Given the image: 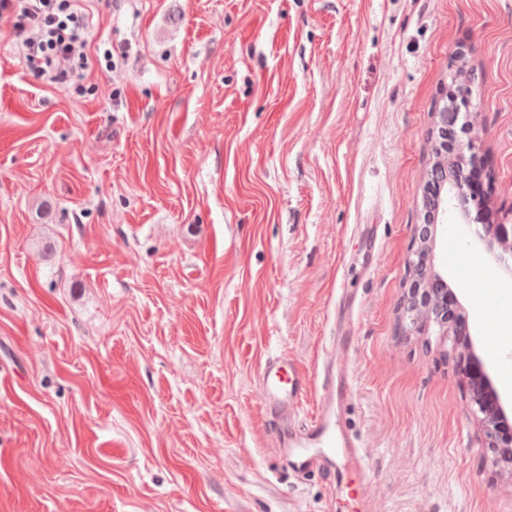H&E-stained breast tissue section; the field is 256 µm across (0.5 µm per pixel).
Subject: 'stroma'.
Returning <instances> with one entry per match:
<instances>
[{
	"label": "stroma",
	"instance_id": "stroma-1",
	"mask_svg": "<svg viewBox=\"0 0 512 512\" xmlns=\"http://www.w3.org/2000/svg\"><path fill=\"white\" fill-rule=\"evenodd\" d=\"M63 84L0 17V512H512L457 364H512L481 223L512 219V0H87ZM115 55L106 63L105 51ZM473 90L484 208L427 263L467 337L402 324L435 124ZM310 377L273 411L265 362ZM330 408L367 483L280 442Z\"/></svg>",
	"mask_w": 512,
	"mask_h": 512
}]
</instances>
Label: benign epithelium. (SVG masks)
<instances>
[{"label":"benign epithelium","instance_id":"benign-epithelium-1","mask_svg":"<svg viewBox=\"0 0 512 512\" xmlns=\"http://www.w3.org/2000/svg\"><path fill=\"white\" fill-rule=\"evenodd\" d=\"M476 115L473 112L437 113V137L440 152L445 160L434 165L432 179L428 182L427 193L434 196L436 182L440 179L448 182V200L465 204L468 200L481 201V197L470 191L467 169L477 156L472 153L473 143H464L462 136L472 134L475 130ZM470 156H465V152ZM485 236L492 248L494 262L508 272H512V224L483 225ZM427 247L416 253L413 262L414 281L410 285L408 302L404 308V321L410 333L420 336L436 334L443 340L448 337L463 335L464 329L455 325L448 315V287L437 274L430 275L426 270ZM460 370L472 386L474 404L478 421L488 439V447L498 454L500 459L511 461L501 447L500 421L507 417L506 406L492 388L489 374L475 351L473 344H468L466 351L458 356Z\"/></svg>","mask_w":512,"mask_h":512}]
</instances>
